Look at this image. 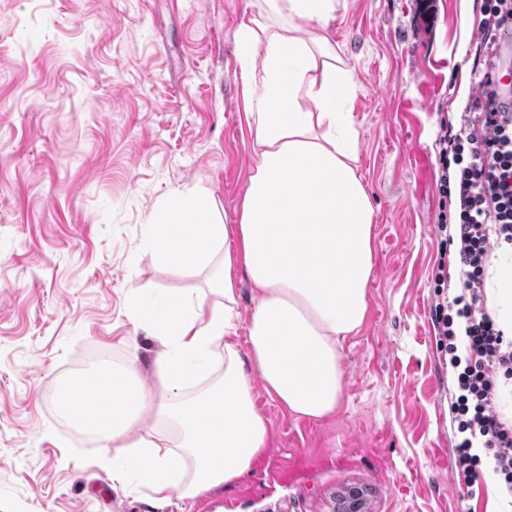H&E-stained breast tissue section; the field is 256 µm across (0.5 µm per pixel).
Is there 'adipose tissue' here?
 Returning a JSON list of instances; mask_svg holds the SVG:
<instances>
[{"label":"adipose tissue","instance_id":"ef3b65f1","mask_svg":"<svg viewBox=\"0 0 512 512\" xmlns=\"http://www.w3.org/2000/svg\"><path fill=\"white\" fill-rule=\"evenodd\" d=\"M262 2L236 33L255 136L237 223L188 189L149 227L157 260L188 277L205 272L208 294L172 293L159 317L132 306L160 344L150 371L131 358L85 374L93 407L75 423L110 449L116 490L185 500L245 475L268 438L249 371L293 415H333L342 343L366 317L374 208L358 172L357 86L329 37L336 0ZM242 275L257 300L244 353L231 340ZM487 288L512 334V254L493 258Z\"/></svg>","mask_w":512,"mask_h":512}]
</instances>
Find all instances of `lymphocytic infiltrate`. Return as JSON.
<instances>
[{"mask_svg": "<svg viewBox=\"0 0 512 512\" xmlns=\"http://www.w3.org/2000/svg\"><path fill=\"white\" fill-rule=\"evenodd\" d=\"M512 23V0H487L476 21V65ZM480 89L457 127H442L438 146L439 205L436 228L442 245L454 246L460 291L446 277L434 286L433 325L439 349L455 381L449 410L455 433L452 474L466 491L489 462L512 490V421L495 406L496 376L512 378V338L487 308L486 269L493 252L512 246V112L495 109L496 84L482 75Z\"/></svg>", "mask_w": 512, "mask_h": 512, "instance_id": "obj_1", "label": "lymphocytic infiltrate"}]
</instances>
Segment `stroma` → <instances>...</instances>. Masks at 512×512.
<instances>
[{
  "mask_svg": "<svg viewBox=\"0 0 512 512\" xmlns=\"http://www.w3.org/2000/svg\"><path fill=\"white\" fill-rule=\"evenodd\" d=\"M329 35L353 71L359 173L375 209L368 311L343 342L334 416H293L252 377L268 448L191 512H500L452 475L451 376L431 319L436 139L457 123L477 33L461 0H340ZM254 0H0V512H178L113 491L102 445L58 421L88 352L121 367L159 345L131 303L201 288L146 246L173 193L200 189L236 223L254 159L235 34ZM369 493L361 487L346 489L336 494L333 512H368Z\"/></svg>",
  "mask_w": 512,
  "mask_h": 512,
  "instance_id": "stroma-1",
  "label": "stroma"
}]
</instances>
